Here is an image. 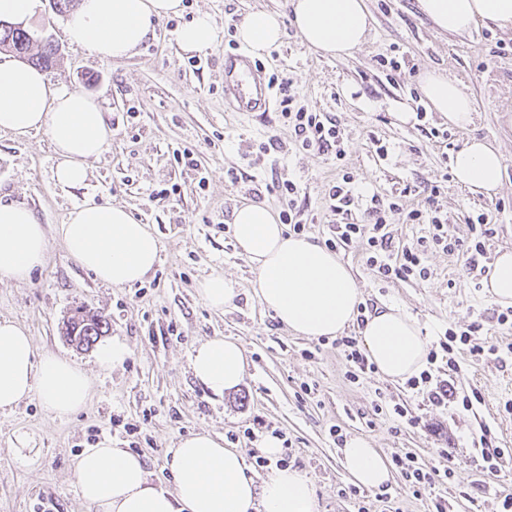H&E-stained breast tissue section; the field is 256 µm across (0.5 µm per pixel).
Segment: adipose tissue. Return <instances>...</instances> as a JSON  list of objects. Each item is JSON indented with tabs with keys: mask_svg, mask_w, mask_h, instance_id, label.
Here are the masks:
<instances>
[{
	"mask_svg": "<svg viewBox=\"0 0 512 512\" xmlns=\"http://www.w3.org/2000/svg\"><path fill=\"white\" fill-rule=\"evenodd\" d=\"M421 13L441 31L462 35L478 25L512 31V0H418ZM291 22L301 41L332 58L351 56L365 42L370 13L365 0H290ZM182 0H81L68 24L70 39L101 60L131 57L153 32V20L178 15ZM251 53L277 45L284 29L270 10L247 13L237 27ZM421 92L429 109L457 128L473 122V105L458 84L438 72L424 74ZM49 134L57 163L55 178L81 185L87 163L112 137L100 106L77 90H51L37 69L0 61V131L24 137ZM504 160L498 145L473 138L452 162L454 178L472 194L491 196L502 185ZM236 246L252 265L255 292L282 326L309 339L337 337L355 320L361 290L351 268L308 236L286 233L262 202L236 207ZM61 236L68 254L99 281L125 287L143 280L158 261L152 225L139 223L122 206L85 205L73 210ZM48 238L35 213L0 201V280L22 282L46 256ZM359 334L368 359L387 379L418 374L427 341L417 321L388 305L368 317ZM194 378L215 395L235 389L245 377L244 348L221 337L202 342L190 357ZM90 376L74 362L47 353L35 356L27 330L0 320V410L30 395L59 417L81 410ZM345 472L356 484L379 489L391 478L385 456L362 436L342 450ZM82 499L97 512H315L313 482L305 471L274 470L263 483L250 475L242 454L221 436L198 433L181 438L169 469L172 490L154 486L142 459L111 440L82 449L72 461Z\"/></svg>",
	"mask_w": 512,
	"mask_h": 512,
	"instance_id": "ef3b65f1",
	"label": "adipose tissue"
}]
</instances>
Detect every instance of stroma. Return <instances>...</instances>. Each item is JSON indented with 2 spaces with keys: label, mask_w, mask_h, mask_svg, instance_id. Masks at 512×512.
I'll use <instances>...</instances> for the list:
<instances>
[{
  "label": "stroma",
  "mask_w": 512,
  "mask_h": 512,
  "mask_svg": "<svg viewBox=\"0 0 512 512\" xmlns=\"http://www.w3.org/2000/svg\"><path fill=\"white\" fill-rule=\"evenodd\" d=\"M289 0H182L179 15L155 20V36L129 59L100 60L73 42L68 14L39 0L24 27L35 45L51 42L61 57L45 76L54 88L77 90L101 106L112 129L103 153L88 163L85 183L64 188L54 177L56 158L46 131L17 138L0 132V200L33 209L48 235L44 263L25 282L0 281V319L28 328L36 354L67 357L93 379L86 406L58 418L38 396L0 412V512H96L79 494L72 459L81 449L110 439L138 454L152 482L169 487L168 451L178 440L207 431L225 437L226 447L240 450L254 463L258 445L269 435L288 439L290 466L312 478L316 512H355L352 499L340 493L349 485L339 449L341 438L364 436L384 456L407 453L424 468L436 466L437 449L448 451L453 470L447 484L413 496L399 470H392L383 491L367 490L369 512L385 506L401 512H429L431 496L448 499L450 512H494L496 496L512 492V459L497 475L487 474L475 445L488 433L496 448L512 449V328L499 324L500 305L466 270L461 257L428 252V279L384 282L362 259L363 242L338 249L349 265L368 308L402 307L422 329L430 348H438L447 329L479 321L477 339L497 346L494 355L456 353L461 394H477L471 407L461 402L433 404L430 384L413 389L385 379L379 372L346 376L349 364L331 338L306 339L288 332L254 292L255 273L235 246L232 212L261 189L273 211L282 203L265 192L272 172L296 181L314 217L306 235L318 242L330 236L331 214L325 190L336 176L332 159L289 149L291 134L277 112H232L224 106V50L236 36L244 15L268 9L284 16V36L261 62L267 73L290 78L298 105L327 112L347 138L344 165L363 197L391 193L404 186L416 192L407 206L421 202V189L442 181L440 203L448 213V234L469 235L465 216L492 213L495 233L487 257L512 250V55L497 56V43L512 45V32L485 26L463 36L439 32L421 16L417 0H366L371 14L367 41L352 56L336 59L315 54L297 36L287 16ZM215 24L211 46L202 51L201 70H193L189 53L179 48L175 32L198 12ZM397 46L408 66L386 79L374 68L378 54ZM440 72L457 81L471 98L474 121L468 129L450 126L439 113L404 124L395 103L416 109L421 77ZM448 131L451 150L471 138L498 144L504 178L493 196H475L444 179L442 149L430 128ZM284 143L263 156L269 138ZM388 152L377 156L373 139ZM190 149L200 171L186 167L176 150ZM205 187H198V173ZM177 187L162 197L161 189ZM86 202L127 208L159 239V261L144 279L115 288L94 278L67 253L60 226ZM220 273L232 279L239 294L233 306L210 309L197 295L204 277ZM102 314L109 331L102 344H126L119 365L100 369L97 348L80 350L62 335L61 326L77 307ZM221 336L244 347L249 365L241 385L215 397L193 376L190 355L201 342ZM313 393H304L303 384ZM407 408L406 418L387 415V407ZM338 435H331V427Z\"/></svg>",
  "instance_id": "obj_1"
}]
</instances>
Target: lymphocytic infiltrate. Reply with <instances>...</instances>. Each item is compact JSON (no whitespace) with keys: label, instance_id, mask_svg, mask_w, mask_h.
Here are the masks:
<instances>
[{"label":"lymphocytic infiltrate","instance_id":"lymphocytic-infiltrate-1","mask_svg":"<svg viewBox=\"0 0 512 512\" xmlns=\"http://www.w3.org/2000/svg\"><path fill=\"white\" fill-rule=\"evenodd\" d=\"M270 82L279 102L280 116L287 121L291 131L295 149L343 160L346 155L344 136L336 120L325 112L294 108L295 95L289 79L274 76ZM266 189L288 200L286 209L279 213L280 222L289 225L293 233L303 232L305 224L302 217L308 209V200L302 196L297 184L275 175ZM411 192V187L407 186L402 195ZM402 195L387 198L372 195L369 206L363 212L364 224L351 222L350 215L355 211L360 197L350 173L344 168H337L336 179L328 188V209L332 215L345 216L346 221L337 225L332 238L326 241L327 247L335 250L347 247L353 241L365 240L363 259L384 282L394 279L404 281L412 277L427 279L430 272L424 258L430 250L437 248L450 254L464 252L471 271L486 273L487 268L481 265L480 259L485 254L487 240L494 234L488 214L468 217L470 236L467 241L452 240L445 230L448 217L439 204L440 184L431 185L423 203L413 208L404 207ZM392 224H425L429 227V233L420 237L415 247L402 248L393 242L388 230Z\"/></svg>","mask_w":512,"mask_h":512}]
</instances>
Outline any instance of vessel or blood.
Wrapping results in <instances>:
<instances>
[{
	"label": "vessel or blood",
	"instance_id": "1",
	"mask_svg": "<svg viewBox=\"0 0 512 512\" xmlns=\"http://www.w3.org/2000/svg\"><path fill=\"white\" fill-rule=\"evenodd\" d=\"M224 104L236 112H268L272 89L255 59L243 49L224 57Z\"/></svg>",
	"mask_w": 512,
	"mask_h": 512
}]
</instances>
